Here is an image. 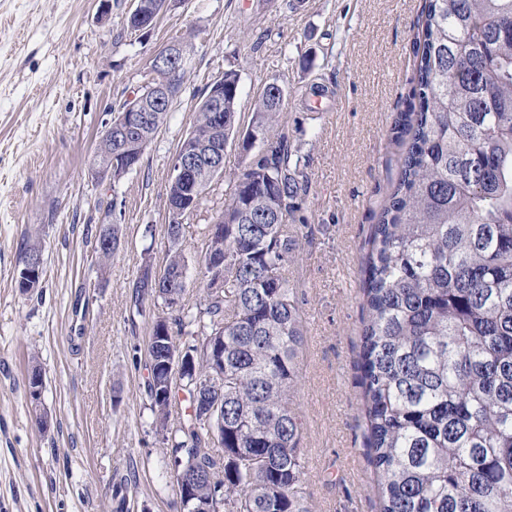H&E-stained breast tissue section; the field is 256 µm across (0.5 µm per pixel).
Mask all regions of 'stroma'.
I'll list each match as a JSON object with an SVG mask.
<instances>
[{"mask_svg":"<svg viewBox=\"0 0 512 512\" xmlns=\"http://www.w3.org/2000/svg\"><path fill=\"white\" fill-rule=\"evenodd\" d=\"M130 0H0V512H176L168 449L147 406L152 314L130 286L163 268L167 187L203 89L239 74V127L270 80L288 90L281 124L309 154L299 258L285 271L307 343L295 411L305 431L311 512H379L362 412L364 260L405 151L425 0H177L131 33ZM191 36L184 91L137 170L95 181L90 161L151 57ZM326 90L311 94L313 86ZM119 246L95 251L111 198ZM187 217L183 301L199 306L206 250ZM42 244L41 284L15 286L17 258ZM78 340H71V333ZM45 376L40 428L28 383Z\"/></svg>","mask_w":512,"mask_h":512,"instance_id":"stroma-1","label":"stroma"}]
</instances>
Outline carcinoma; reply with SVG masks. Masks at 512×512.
<instances>
[{
  "instance_id": "1",
  "label": "carcinoma",
  "mask_w": 512,
  "mask_h": 512,
  "mask_svg": "<svg viewBox=\"0 0 512 512\" xmlns=\"http://www.w3.org/2000/svg\"><path fill=\"white\" fill-rule=\"evenodd\" d=\"M417 104L397 182L373 226L362 293V407L379 512H512V0H428L416 48ZM239 76L224 72V123L207 100L197 139L228 144ZM285 101L262 91L242 134V166L215 212L222 279L202 264L196 310L149 288L171 333L149 345V408L177 472L184 512H310L303 423L294 412L304 323L284 268L297 242L308 156L281 128ZM161 125L138 135L140 166ZM182 223L168 224L166 267L185 266ZM99 225L96 252L112 256ZM195 357L164 385L170 350ZM210 388L205 418L194 377ZM185 413L170 419L179 393ZM222 431L218 439L211 432ZM224 449L214 455L206 448Z\"/></svg>"
}]
</instances>
